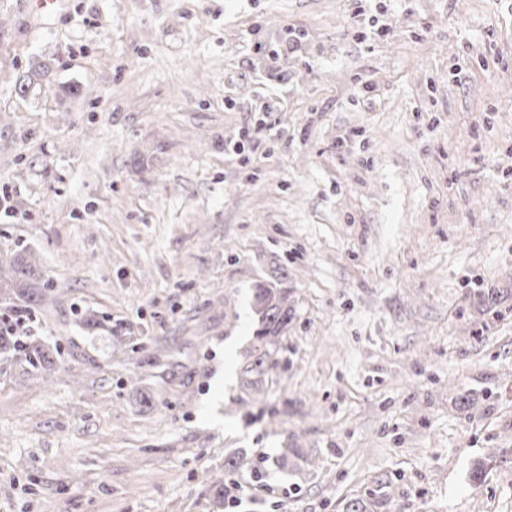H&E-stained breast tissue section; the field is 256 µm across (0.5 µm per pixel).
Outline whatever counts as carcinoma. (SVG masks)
<instances>
[{
	"mask_svg": "<svg viewBox=\"0 0 512 512\" xmlns=\"http://www.w3.org/2000/svg\"><path fill=\"white\" fill-rule=\"evenodd\" d=\"M51 63L30 69L19 81L18 89L25 92L48 78ZM288 271L277 266L270 280L254 285L252 310L256 319L255 346L242 368L245 386L254 394L263 392V382L275 369L277 359L271 346L288 331L295 310L288 303V289L282 287ZM9 289L0 307V363H5L27 377L43 381L65 369V359L59 346L49 347L35 334L31 326L34 306L50 289L41 259L32 250L22 248L0 254V290Z\"/></svg>",
	"mask_w": 512,
	"mask_h": 512,
	"instance_id": "obj_1",
	"label": "carcinoma"
}]
</instances>
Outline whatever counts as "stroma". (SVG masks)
Masks as SVG:
<instances>
[{"instance_id": "obj_1", "label": "stroma", "mask_w": 512, "mask_h": 512, "mask_svg": "<svg viewBox=\"0 0 512 512\" xmlns=\"http://www.w3.org/2000/svg\"><path fill=\"white\" fill-rule=\"evenodd\" d=\"M1 191L66 370L0 373V512H512V0H0ZM287 278L288 271L278 265L271 280L256 283L252 289L255 346L242 368L244 384L252 394L264 391L263 382L277 365L271 346L276 345L279 337L287 332L295 316L294 307L288 303V288H282Z\"/></svg>"}]
</instances>
